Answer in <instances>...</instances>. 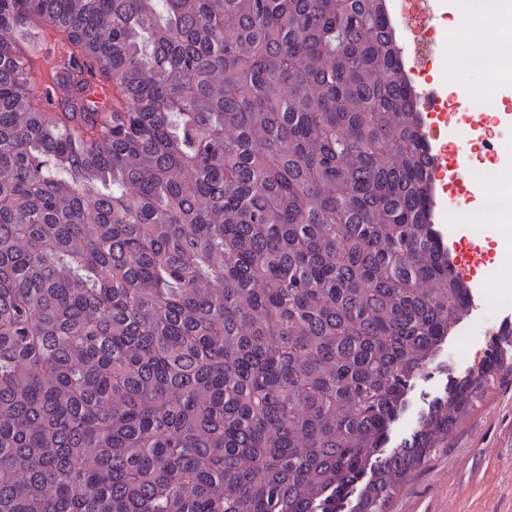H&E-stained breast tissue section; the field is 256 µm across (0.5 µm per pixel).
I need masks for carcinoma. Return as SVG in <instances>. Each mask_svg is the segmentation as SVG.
I'll return each instance as SVG.
<instances>
[{"label": "carcinoma", "mask_w": 512, "mask_h": 512, "mask_svg": "<svg viewBox=\"0 0 512 512\" xmlns=\"http://www.w3.org/2000/svg\"><path fill=\"white\" fill-rule=\"evenodd\" d=\"M386 0H0V512H385L469 285Z\"/></svg>", "instance_id": "cac0c4a2"}]
</instances>
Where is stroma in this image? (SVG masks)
Segmentation results:
<instances>
[{
  "mask_svg": "<svg viewBox=\"0 0 512 512\" xmlns=\"http://www.w3.org/2000/svg\"><path fill=\"white\" fill-rule=\"evenodd\" d=\"M464 277L481 307L464 317L441 350L443 371L418 383L389 446L409 436L419 411L446 383L478 369L493 333L512 328V298L470 270ZM386 512H512V372L502 371L423 468L410 476Z\"/></svg>",
  "mask_w": 512,
  "mask_h": 512,
  "instance_id": "1",
  "label": "stroma"
}]
</instances>
